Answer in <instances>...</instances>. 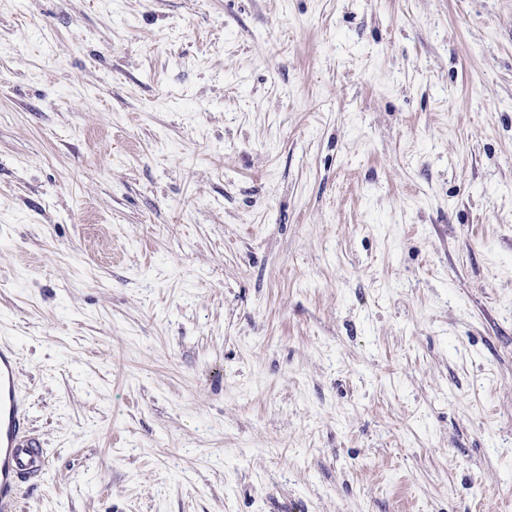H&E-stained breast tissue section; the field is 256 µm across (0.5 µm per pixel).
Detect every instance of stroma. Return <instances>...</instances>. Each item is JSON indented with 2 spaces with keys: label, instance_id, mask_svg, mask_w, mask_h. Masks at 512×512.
<instances>
[{
  "label": "stroma",
  "instance_id": "obj_1",
  "mask_svg": "<svg viewBox=\"0 0 512 512\" xmlns=\"http://www.w3.org/2000/svg\"><path fill=\"white\" fill-rule=\"evenodd\" d=\"M21 512H512V0H0Z\"/></svg>",
  "mask_w": 512,
  "mask_h": 512
}]
</instances>
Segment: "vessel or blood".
<instances>
[{"instance_id":"b4317fda","label":"vessel or blood","mask_w":512,"mask_h":512,"mask_svg":"<svg viewBox=\"0 0 512 512\" xmlns=\"http://www.w3.org/2000/svg\"><path fill=\"white\" fill-rule=\"evenodd\" d=\"M48 451L29 427L12 348L0 346V512H18L22 487L40 479Z\"/></svg>"}]
</instances>
